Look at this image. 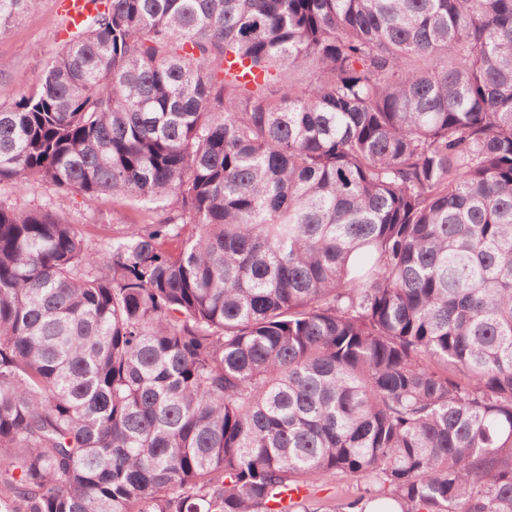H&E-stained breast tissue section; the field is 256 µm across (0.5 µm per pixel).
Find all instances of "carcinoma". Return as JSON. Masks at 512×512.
<instances>
[{"mask_svg":"<svg viewBox=\"0 0 512 512\" xmlns=\"http://www.w3.org/2000/svg\"><path fill=\"white\" fill-rule=\"evenodd\" d=\"M0 105V512H512V0H97ZM41 0H0V31ZM1 196L9 197L12 202L19 204H41L44 200L51 198L55 208L67 217L74 224H82L83 228L92 236L99 239L112 237V235L122 231L125 224H131L133 221H141L145 216L152 215L149 207L151 204L139 203L136 208H130L125 205L123 200L112 199V197H102L93 209H87L81 202L80 196H57L54 189L49 185L34 183L24 192L19 199L18 196L11 194L8 188H1ZM303 491L304 496L299 501L305 503L309 512H342L341 504L359 492L356 483L341 475L316 481Z\"/></svg>","mask_w":512,"mask_h":512,"instance_id":"1","label":"carcinoma"}]
</instances>
